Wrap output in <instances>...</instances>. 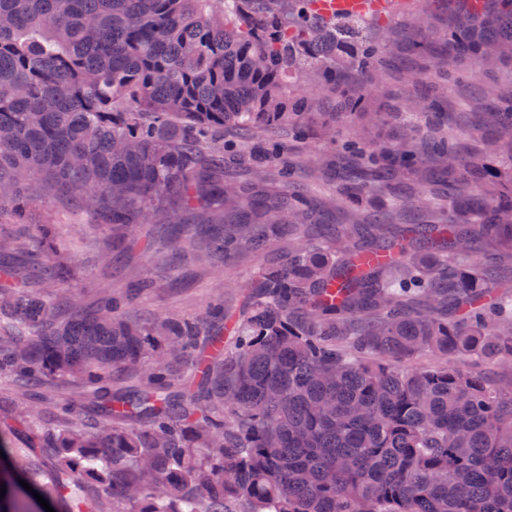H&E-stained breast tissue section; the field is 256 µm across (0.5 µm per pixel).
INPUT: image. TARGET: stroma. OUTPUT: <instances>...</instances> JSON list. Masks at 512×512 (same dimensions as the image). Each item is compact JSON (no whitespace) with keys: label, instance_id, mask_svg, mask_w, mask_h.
I'll return each mask as SVG.
<instances>
[{"label":"stroma","instance_id":"stroma-1","mask_svg":"<svg viewBox=\"0 0 512 512\" xmlns=\"http://www.w3.org/2000/svg\"><path fill=\"white\" fill-rule=\"evenodd\" d=\"M397 2L380 36L382 54L377 74H352L336 92L340 98L363 95L360 114L337 123L335 140L324 139L314 126L304 142L291 145L289 158L297 167L293 188L319 201L328 224H360L370 214L365 207L353 211L336 207L337 182L359 181L364 171L362 164L345 157V140L355 139L380 150L395 148L407 139L426 154L427 126H419L409 137L403 132L402 114L417 96L414 80L418 77L436 87L447 132L458 142L462 155L490 165L491 173L478 188V195L512 190V161L486 150L487 141L500 138L501 130L485 120L499 96L512 98V43L480 62L449 58L443 35L467 23L464 0H437L429 9L422 0ZM434 168L433 159L427 158L424 167L403 180L402 191L412 197V206L400 209L394 198H382L381 212L391 223L412 224L423 215L447 217V199L436 198L426 206L418 197L421 184ZM30 189L35 205L29 216L26 246L29 251H39V225H54L58 255L72 270L66 283L68 293L85 311L96 309L106 293L141 283L145 290L132 306L135 315L198 316L217 296L223 298L225 311L234 315L250 294L259 269L268 259L286 255L292 246L291 240L282 238L261 255L248 252L208 266L189 258L174 268L166 263L169 240L156 225L123 229L116 241L106 217L81 209L74 200L51 196L39 178H31ZM106 252L111 259L105 264L100 257ZM476 258L493 270L498 296L512 304V245H483Z\"/></svg>","mask_w":512,"mask_h":512}]
</instances>
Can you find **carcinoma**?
<instances>
[{
    "label": "carcinoma",
    "instance_id": "cac0c4a2",
    "mask_svg": "<svg viewBox=\"0 0 512 512\" xmlns=\"http://www.w3.org/2000/svg\"><path fill=\"white\" fill-rule=\"evenodd\" d=\"M313 0H0V211L26 217L25 185L104 211L112 223L153 224L176 209L224 217L182 229L170 262L211 264L293 247L264 265L232 328L224 308L202 318L140 322L129 296L92 313L41 293L66 282L54 232L32 287L0 288V376L31 391L63 376L95 385L92 406L28 414L6 462L0 512H31L24 480L55 512H512V382L472 368L512 362V315L488 303L494 283L468 260L479 242L512 241V194L471 220L469 189L483 163L439 135L448 175L446 222L364 224L328 232L298 193L261 194L285 150L267 139L244 181L224 180L226 127L306 138L315 96L373 65L379 47L353 14L323 15ZM483 19L512 30V0ZM459 54L487 59L495 35L448 31ZM509 138L512 102L489 114ZM384 182L424 163L404 143L371 151L349 140ZM367 188L342 191L357 206ZM430 354L436 362L415 367ZM147 367V385H107L112 371Z\"/></svg>",
    "mask_w": 512,
    "mask_h": 512
}]
</instances>
